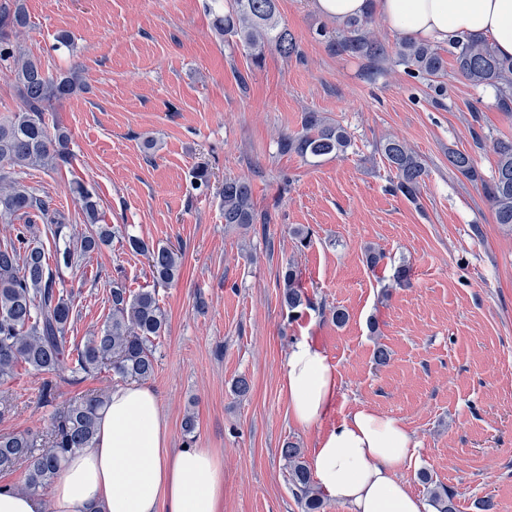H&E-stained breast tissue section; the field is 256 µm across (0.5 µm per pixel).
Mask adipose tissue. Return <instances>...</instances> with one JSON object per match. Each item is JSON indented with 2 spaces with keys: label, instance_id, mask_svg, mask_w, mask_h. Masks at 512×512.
I'll use <instances>...</instances> for the list:
<instances>
[{
  "label": "adipose tissue",
  "instance_id": "obj_1",
  "mask_svg": "<svg viewBox=\"0 0 512 512\" xmlns=\"http://www.w3.org/2000/svg\"><path fill=\"white\" fill-rule=\"evenodd\" d=\"M339 21L375 10L393 30L422 41L488 39L512 56V0H313ZM282 388L293 422L319 424L337 396L339 374L326 354L300 337L286 361ZM416 443L404 421L362 406L320 435L315 483L351 512H431L399 476ZM54 512H220L224 461L210 448H175L152 387L115 386L90 447L72 456L51 491Z\"/></svg>",
  "mask_w": 512,
  "mask_h": 512
}]
</instances>
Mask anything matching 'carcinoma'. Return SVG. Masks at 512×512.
I'll return each mask as SVG.
<instances>
[{
  "label": "carcinoma",
  "mask_w": 512,
  "mask_h": 512,
  "mask_svg": "<svg viewBox=\"0 0 512 512\" xmlns=\"http://www.w3.org/2000/svg\"><path fill=\"white\" fill-rule=\"evenodd\" d=\"M372 11L339 23L330 40L336 53L365 59L375 65L385 60L387 49L371 33ZM29 25L24 0L0 5V64L10 73L21 105L0 117V222L15 224L12 235L0 240V379L12 376L25 364L41 375L39 400L56 399L57 379L68 375L78 380L108 367L121 379L144 381L154 375L157 363L154 341L166 330V318L154 290L136 292L117 279L110 291L112 316L83 346L67 348V329L74 319L72 293L65 290L63 272L77 269L92 253L109 246L119 230L99 223L95 194L77 182L71 192L89 225L77 233L51 208L45 196L29 191L13 178L28 169L58 170L69 164L70 137L49 120L55 102L87 90L79 72L54 76L41 59L25 55L17 33ZM213 26L225 38L237 39L255 66L272 48L285 57L299 54L288 27L277 16L276 0H228L227 10L214 17ZM456 74L475 87L489 88L496 107L512 114V58L499 56L483 37H466L449 43ZM396 55L413 77H438L446 68L441 48L403 38ZM353 146L352 137L339 122L318 112L305 114L301 130L284 136L280 151L303 158L340 156ZM495 156L490 173H484L465 151H448V165L467 180L481 186L495 223L512 230V138L492 141ZM380 152L395 175L394 187L412 202L418 201L426 176L424 163L406 142L392 136ZM224 224L248 228L257 221L251 183L227 179L221 191ZM44 230H39L37 223ZM128 248L146 257L159 285L178 278L181 250L173 245H151L144 239L124 236ZM284 303L294 311L311 301L299 286L293 267L283 276ZM108 397L87 394L51 414L48 432L0 434V470L24 465L22 489L38 495L57 478L66 459L88 447L96 433L99 411ZM288 462L289 485L303 512H323L310 466L302 449L288 441L281 448ZM421 480L431 485L428 504L433 512H458L455 494L433 484L430 475Z\"/></svg>",
  "instance_id": "cac0c4a2"
}]
</instances>
